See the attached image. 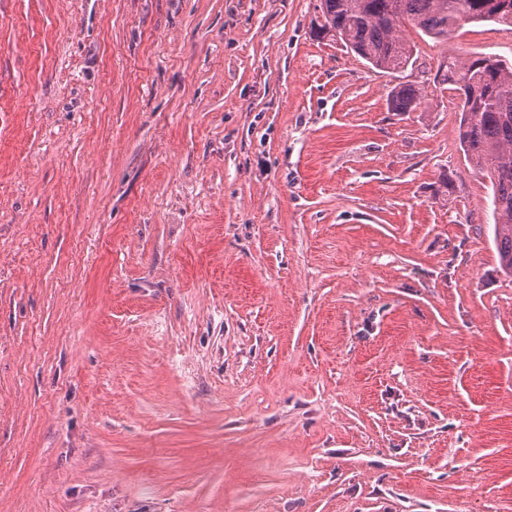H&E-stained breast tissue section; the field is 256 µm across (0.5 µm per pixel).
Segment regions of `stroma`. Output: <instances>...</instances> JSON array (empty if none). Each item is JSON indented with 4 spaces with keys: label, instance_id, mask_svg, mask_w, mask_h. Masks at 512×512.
Here are the masks:
<instances>
[{
    "label": "stroma",
    "instance_id": "35a3bbf8",
    "mask_svg": "<svg viewBox=\"0 0 512 512\" xmlns=\"http://www.w3.org/2000/svg\"><path fill=\"white\" fill-rule=\"evenodd\" d=\"M320 5L0 0V512H512V277L434 82L512 30L387 74ZM427 95L424 88L414 84H399L389 94V107L392 112H413L422 105Z\"/></svg>",
    "mask_w": 512,
    "mask_h": 512
}]
</instances>
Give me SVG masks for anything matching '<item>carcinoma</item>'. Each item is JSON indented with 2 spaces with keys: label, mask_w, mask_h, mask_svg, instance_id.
Listing matches in <instances>:
<instances>
[{
  "label": "carcinoma",
  "mask_w": 512,
  "mask_h": 512,
  "mask_svg": "<svg viewBox=\"0 0 512 512\" xmlns=\"http://www.w3.org/2000/svg\"><path fill=\"white\" fill-rule=\"evenodd\" d=\"M324 28L374 69L396 73L413 65L407 24L433 40H446L470 23L512 28V0H321ZM437 81L461 97L460 146L478 165L489 164L493 240L501 271L512 276V63L492 55L444 61ZM423 88L399 84L389 94L392 112H413Z\"/></svg>",
  "instance_id": "cac0c4a2"
}]
</instances>
